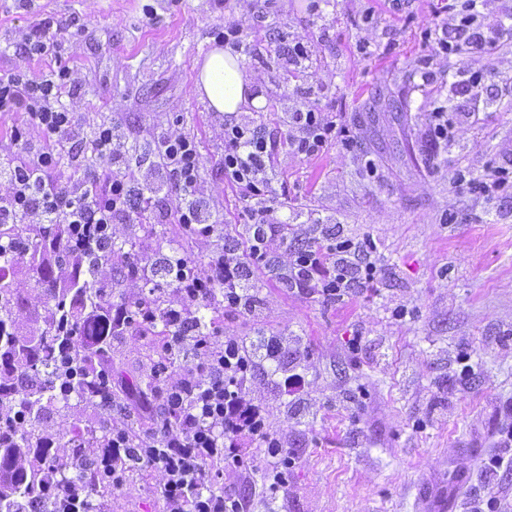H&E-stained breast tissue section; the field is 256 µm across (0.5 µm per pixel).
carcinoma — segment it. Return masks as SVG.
Listing matches in <instances>:
<instances>
[{"label":"carcinoma","instance_id":"obj_1","mask_svg":"<svg viewBox=\"0 0 512 512\" xmlns=\"http://www.w3.org/2000/svg\"><path fill=\"white\" fill-rule=\"evenodd\" d=\"M63 233L62 224L0 223V413L17 418L13 429L0 434V512H33V498L42 502L43 512H54L56 494L92 471L104 437L96 429L58 437L57 444L72 448L71 457L50 450L45 462L25 466L27 449L44 441L42 421L51 410L77 401L108 418L112 407L121 404L112 386L102 384L99 371L103 359H112V339L124 331L112 327V297L91 284L90 264L131 254L127 242L112 241L104 251L85 257L81 267L68 264L67 278L50 295L42 325L24 335L17 331L22 300L7 280L15 251L28 257L36 282L46 284L52 273L47 256L66 260ZM86 336L104 340L90 349ZM111 485L108 479L86 485L93 509L99 508L95 498Z\"/></svg>","mask_w":512,"mask_h":512}]
</instances>
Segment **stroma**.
I'll return each mask as SVG.
<instances>
[{"label":"stroma","instance_id":"35a3bbf8","mask_svg":"<svg viewBox=\"0 0 512 512\" xmlns=\"http://www.w3.org/2000/svg\"><path fill=\"white\" fill-rule=\"evenodd\" d=\"M0 0V70L36 75L49 58L16 52L23 33L42 20L76 67V90L63 96L78 122L108 120L139 154L172 131L197 138L200 191L224 209V234L191 244L198 256L246 239L245 205L227 185L222 122L195 92L198 63L226 24L237 25L257 57L240 64L264 90L266 132L280 139L271 174L272 205L285 246L304 247L324 224H340L358 246L375 243L372 285L354 298L323 301L283 288V254L256 268L252 285L261 316L216 311L227 333L251 341L284 336V363L305 379L296 408L271 372L246 389L271 429L297 458L288 483L270 490L266 457L247 449L244 467L225 472V491L248 497L252 512H512V466L489 471L484 460L507 455L506 410L512 406V196L488 198L455 186L456 173L481 178L512 160V44L456 62L489 81L469 122L450 143L428 123L446 105L448 61L428 33L438 0ZM267 15L257 26V12ZM370 51H363V44ZM304 46L307 71L286 70L288 48ZM428 67L438 89L413 74ZM335 116L349 141L335 140L312 158L287 145L285 112ZM132 253L149 260L182 239L172 225L147 227L132 217L120 227ZM29 332L48 304L19 258L10 272ZM364 337L357 351L348 341ZM159 339L131 328L112 347V374L146 382ZM155 472H131L112 490L105 512H164Z\"/></svg>","mask_w":512,"mask_h":512}]
</instances>
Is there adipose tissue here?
<instances>
[{
    "instance_id": "ef3b65f1",
    "label": "adipose tissue",
    "mask_w": 512,
    "mask_h": 512,
    "mask_svg": "<svg viewBox=\"0 0 512 512\" xmlns=\"http://www.w3.org/2000/svg\"><path fill=\"white\" fill-rule=\"evenodd\" d=\"M254 81L245 74L236 51L214 45L203 58L196 80V92L208 111L224 115L252 106L262 107L265 99L254 93Z\"/></svg>"
}]
</instances>
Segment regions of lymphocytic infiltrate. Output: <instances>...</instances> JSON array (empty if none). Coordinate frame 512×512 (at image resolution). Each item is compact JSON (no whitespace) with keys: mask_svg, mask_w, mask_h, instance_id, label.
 Segmentation results:
<instances>
[{"mask_svg":"<svg viewBox=\"0 0 512 512\" xmlns=\"http://www.w3.org/2000/svg\"><path fill=\"white\" fill-rule=\"evenodd\" d=\"M485 2L448 0L450 19L434 30L440 53L485 54L512 42V8L492 17L483 11ZM48 29V23L39 24L23 35L22 44L26 56L54 57V68L38 77L19 68L0 71V115L25 116L24 126H11L4 135L9 152L0 158V222L67 225V245L74 256L83 255L89 246L104 248L115 239L117 225L134 210L146 213L149 223L175 226L190 240L211 237L224 215L199 192L203 160L196 138L175 132L158 141L147 159L146 190L136 193L133 167L116 166L123 145L111 123L76 128L71 112L61 105V93L71 85L73 70L61 59ZM481 82V76L463 67L449 69L448 97L458 106L452 112L442 106L429 112L436 138L451 140L457 124L470 119V106L482 96ZM285 123L294 132L289 146L307 158L345 132L335 120L312 110L287 113ZM34 132L41 138L36 147L30 143ZM78 140L90 144L96 166H87L90 156L72 153L70 145ZM278 148L253 115L225 116L221 166L225 179L248 202L250 236L241 251L210 252L202 267L192 270L181 259L140 263L125 276L138 289L135 299L112 307L113 324L142 327L161 318L177 327L173 340L184 346L175 361L176 380H162L148 394L127 391L129 401L153 414V428L139 442H132L125 425L127 409L113 411L97 450L100 469L111 476L113 488H122L134 468L160 473L157 493L166 512H250L247 500L213 486L214 466L242 468L241 455L227 448L237 438H249L265 449L271 489L285 484L284 469L293 461L287 442L270 429L265 411L245 397V386L256 368L279 355L280 337H258L247 353L239 337L223 336L218 326H209L202 336L187 330L193 310L210 304L215 286L224 293L223 309L249 316L259 313L261 302L247 287L243 271L265 265L278 242L267 177ZM65 162L82 170V179L61 180L58 172ZM159 190L174 194L173 206L150 209V197ZM374 272V264L360 260L339 224L326 225L321 237L288 253L289 288L313 298L344 300L352 296L356 282H373ZM156 282L177 294L176 301L160 312L152 302L151 286Z\"/></svg>","mask_w":512,"mask_h":512,"instance_id":"f902f5d3","label":"lymphocytic infiltrate"}]
</instances>
